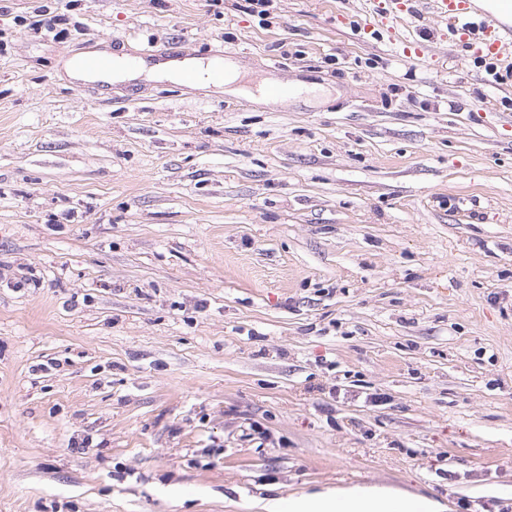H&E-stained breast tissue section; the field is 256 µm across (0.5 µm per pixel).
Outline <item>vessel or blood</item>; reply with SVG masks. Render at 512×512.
I'll list each match as a JSON object with an SVG mask.
<instances>
[{
  "label": "vessel or blood",
  "instance_id": "1",
  "mask_svg": "<svg viewBox=\"0 0 512 512\" xmlns=\"http://www.w3.org/2000/svg\"><path fill=\"white\" fill-rule=\"evenodd\" d=\"M424 1L472 56L512 70V0H491L486 9L475 7L473 0H392L391 13L402 21L412 19ZM78 64L88 75H104L111 73L113 59L90 52L81 56Z\"/></svg>",
  "mask_w": 512,
  "mask_h": 512
}]
</instances>
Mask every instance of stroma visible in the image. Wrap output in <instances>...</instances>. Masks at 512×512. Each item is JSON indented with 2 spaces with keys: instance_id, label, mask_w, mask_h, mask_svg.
Returning a JSON list of instances; mask_svg holds the SVG:
<instances>
[{
  "instance_id": "stroma-1",
  "label": "stroma",
  "mask_w": 512,
  "mask_h": 512,
  "mask_svg": "<svg viewBox=\"0 0 512 512\" xmlns=\"http://www.w3.org/2000/svg\"><path fill=\"white\" fill-rule=\"evenodd\" d=\"M242 3L0 0V512H512V87L431 20ZM171 46L243 94L65 71ZM266 512H443L435 500L380 486L352 487L320 494L288 496V500L269 499Z\"/></svg>"
}]
</instances>
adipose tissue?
<instances>
[{
  "instance_id": "ef3b65f1",
  "label": "adipose tissue",
  "mask_w": 512,
  "mask_h": 512,
  "mask_svg": "<svg viewBox=\"0 0 512 512\" xmlns=\"http://www.w3.org/2000/svg\"><path fill=\"white\" fill-rule=\"evenodd\" d=\"M264 508L266 512H442L435 500L380 486L292 495L285 500L270 499Z\"/></svg>"
}]
</instances>
